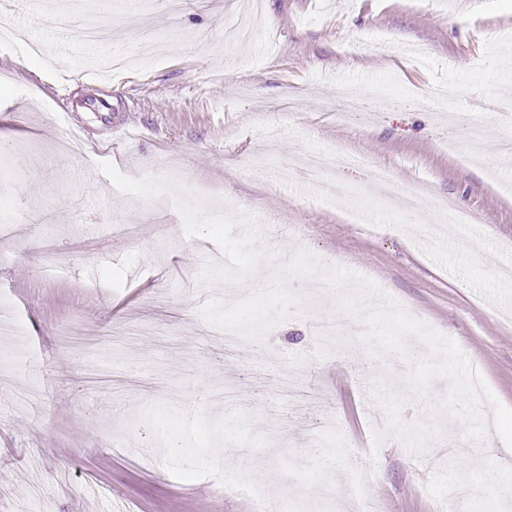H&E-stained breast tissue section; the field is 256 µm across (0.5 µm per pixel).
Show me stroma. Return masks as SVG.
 <instances>
[{
  "instance_id": "stroma-1",
  "label": "stroma",
  "mask_w": 512,
  "mask_h": 512,
  "mask_svg": "<svg viewBox=\"0 0 512 512\" xmlns=\"http://www.w3.org/2000/svg\"><path fill=\"white\" fill-rule=\"evenodd\" d=\"M244 13V0H0V30L41 49L0 44V144L35 154L0 170V206L20 215L0 224V300L26 328L0 362V512H253L258 499L300 512L303 498L353 512L362 472L375 512H434L452 484L467 488L457 512H512V448L496 434L458 457L447 442L465 425L447 418L423 456L393 434L373 450L386 420L368 389L389 363L365 355L351 315L321 348L336 308L315 282H294L308 305L248 361L226 353L198 312L238 295L199 281L218 246L184 234L171 196L122 195L97 168L188 172V189L255 214L281 259L305 248L375 281L512 407V277L499 273L512 123L488 106L512 93V0H263L245 40ZM60 83L89 130L64 147ZM348 91L366 120L338 114ZM108 98L136 127L115 146L96 110ZM462 109L487 128L475 155L448 120ZM312 151L335 157L346 195L324 199L300 173ZM408 194L420 209L403 208ZM450 208L477 223L446 225L428 249L416 225Z\"/></svg>"
}]
</instances>
